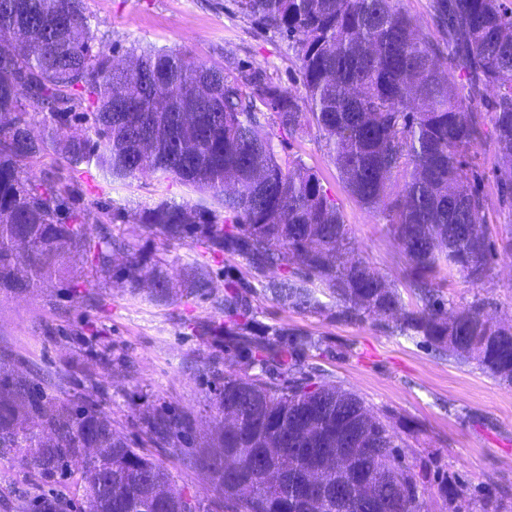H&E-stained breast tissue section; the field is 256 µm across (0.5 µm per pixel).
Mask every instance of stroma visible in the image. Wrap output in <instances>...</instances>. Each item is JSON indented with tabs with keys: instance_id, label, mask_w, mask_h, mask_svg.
Masks as SVG:
<instances>
[{
	"instance_id": "1",
	"label": "stroma",
	"mask_w": 512,
	"mask_h": 512,
	"mask_svg": "<svg viewBox=\"0 0 512 512\" xmlns=\"http://www.w3.org/2000/svg\"><path fill=\"white\" fill-rule=\"evenodd\" d=\"M86 5L97 44L117 57H127L135 47H169L211 65L262 71L283 87L302 89L287 40L238 13L234 0H86ZM274 145L280 156L300 157L319 175L336 199L358 257L403 285L407 266L381 227L380 211L361 206L344 190L316 136L279 134ZM474 163L483 177L493 240L511 236L512 208L499 202L493 141L478 146ZM71 181L91 210L119 209L123 220L114 224V233L134 250L157 253L170 293L152 300L116 284L113 271L124 264V252H114L108 268L69 255L38 287L0 290V363L28 374L53 397L92 393L135 443L147 419L157 413L185 419L187 433L144 451L167 470L176 489L209 495L210 479L198 465L216 427L207 397L214 370L237 366L234 349L210 328L224 320L225 273L241 276L247 267L238 257L204 256L202 247L188 240L163 244L133 221L136 213L161 200L214 207L209 195L158 172L114 179L92 166L73 174ZM200 261L210 272L205 296L188 286ZM511 266L512 254L501 252L483 283L444 273L436 286L459 306L482 299L490 315L507 323L512 321ZM323 303V312L308 313L284 307L261 290L253 298L264 323L321 338V352L308 359L318 383L356 393L370 409L386 414L395 429L415 427L404 451L408 465H434L468 491L501 498L512 512V388L483 374L476 363H458L420 339L395 335L386 322L337 319L334 300L327 297ZM25 485L19 462L0 458V512H28L29 502L13 495Z\"/></svg>"
}]
</instances>
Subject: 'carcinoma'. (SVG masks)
I'll list each match as a JSON object with an SVG mask.
<instances>
[{
  "label": "carcinoma",
  "mask_w": 512,
  "mask_h": 512,
  "mask_svg": "<svg viewBox=\"0 0 512 512\" xmlns=\"http://www.w3.org/2000/svg\"><path fill=\"white\" fill-rule=\"evenodd\" d=\"M234 2L288 38L304 93L173 49L117 63L95 44L85 0H0V39H9L0 43V288L33 287L68 252L107 267L124 250L122 287L136 294L150 281L167 296L156 260L112 236L69 180L33 166L52 154L67 170L93 163L116 179L161 171L220 208L161 201L136 223L245 261L248 275H225L224 336L240 363L261 369L226 371L212 389L224 421L199 458L211 497L176 490L91 396L57 403L18 372L0 371V456L41 484L71 485L76 500L40 494L33 512H67L75 501L83 512H422L433 486L448 512H500V500L404 464L384 417L313 380L306 359L320 340L261 323L249 296L259 286L320 312L322 292L338 317L390 320L397 335L473 359L512 387V324L479 302L451 306L434 283L444 270L472 283L489 276L488 203L469 164L489 127L501 200L512 206V0H433L445 59L398 0ZM36 122L39 138L29 133ZM266 126L315 134L347 193L380 210L408 264L406 292L350 256L336 200L300 157L278 155ZM254 336L263 341L252 345ZM270 371L280 381L263 378ZM182 426L175 415L149 422L159 444Z\"/></svg>",
  "instance_id": "obj_1"
}]
</instances>
